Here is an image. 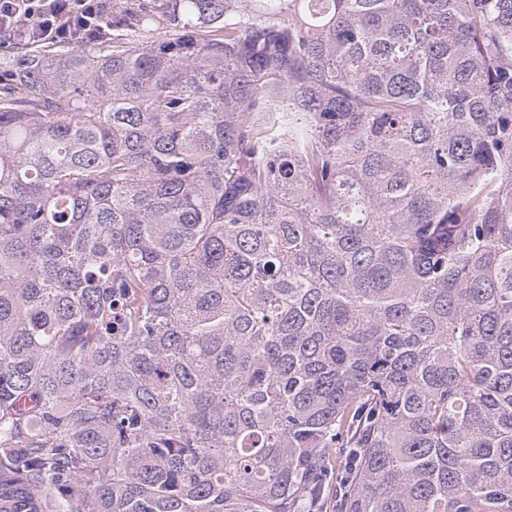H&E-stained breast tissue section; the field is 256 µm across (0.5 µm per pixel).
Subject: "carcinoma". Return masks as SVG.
I'll list each match as a JSON object with an SVG mask.
<instances>
[{
    "mask_svg": "<svg viewBox=\"0 0 512 512\" xmlns=\"http://www.w3.org/2000/svg\"><path fill=\"white\" fill-rule=\"evenodd\" d=\"M99 25L0 62V512H512V0Z\"/></svg>",
    "mask_w": 512,
    "mask_h": 512,
    "instance_id": "carcinoma-1",
    "label": "carcinoma"
}]
</instances>
